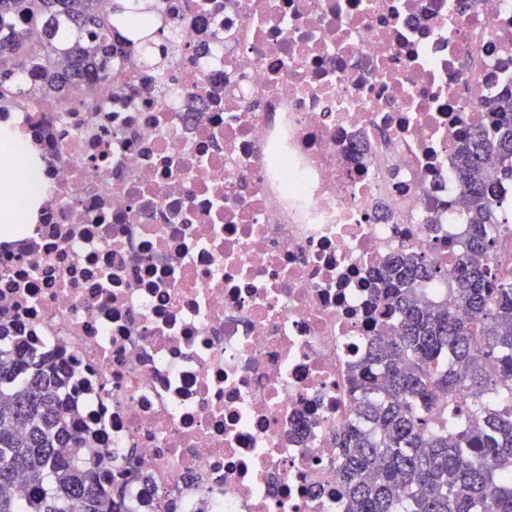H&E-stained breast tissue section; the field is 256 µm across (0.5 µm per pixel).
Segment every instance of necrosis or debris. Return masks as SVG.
Masks as SVG:
<instances>
[{"label":"necrosis or debris","instance_id":"4bbe7bcc","mask_svg":"<svg viewBox=\"0 0 512 512\" xmlns=\"http://www.w3.org/2000/svg\"><path fill=\"white\" fill-rule=\"evenodd\" d=\"M68 108L0 101L30 173L0 225V353L67 375L64 417L125 512H344L349 368L400 312L375 267L426 252L443 300L453 181L512 95V0H161Z\"/></svg>","mask_w":512,"mask_h":512}]
</instances>
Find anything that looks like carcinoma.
<instances>
[{
    "instance_id": "cac0c4a2",
    "label": "carcinoma",
    "mask_w": 512,
    "mask_h": 512,
    "mask_svg": "<svg viewBox=\"0 0 512 512\" xmlns=\"http://www.w3.org/2000/svg\"><path fill=\"white\" fill-rule=\"evenodd\" d=\"M139 0H0V98L22 75L36 98L70 99L89 75H107L121 53L114 22L141 29ZM162 30L140 36L165 53ZM493 140L472 133L454 180L470 215L468 242L448 299L430 301L437 268L416 251L378 271V293L401 312L399 330L370 340L350 374L364 400L336 434L348 512H512V269L496 263L512 236L489 194L512 179V96L489 104ZM66 378L23 348L0 355V512H123L100 467H73L83 442L60 413ZM471 395L458 404L457 392ZM440 395L446 407L435 408ZM495 468L487 466V460ZM31 489L22 503L9 489Z\"/></svg>"
}]
</instances>
